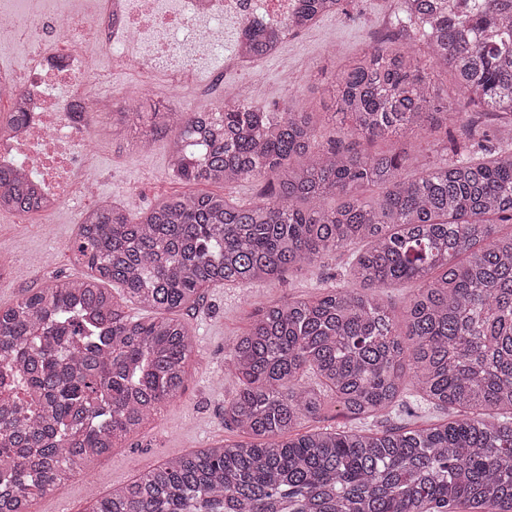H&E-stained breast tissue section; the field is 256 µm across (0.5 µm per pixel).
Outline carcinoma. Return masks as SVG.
<instances>
[{"mask_svg":"<svg viewBox=\"0 0 512 512\" xmlns=\"http://www.w3.org/2000/svg\"><path fill=\"white\" fill-rule=\"evenodd\" d=\"M343 0H303L278 33L251 24L242 52L268 54ZM397 37L368 45L335 80L345 138L320 144L308 112L226 102L204 116L148 113L136 147L169 143L188 184L260 180L265 198L171 195L133 218L104 202L73 247L88 273L0 308V512H27L75 467L107 454L178 397L196 345L173 314L208 288H245L353 250L341 283L265 307L236 337L226 440L166 460L93 498L90 512H512V148L453 140L451 156L404 179L396 154L358 149L416 128L448 136L459 109L512 124V0H403ZM451 72L458 97L429 76ZM376 187L380 193L367 195ZM339 196L335 207L325 205ZM42 210L27 180L0 170V211ZM412 281L402 311L376 290ZM120 288L113 295L104 284ZM135 303L158 316L125 315ZM311 374L318 386L301 380ZM453 411L426 428L314 430L333 398L384 415L407 386Z\"/></svg>","mask_w":512,"mask_h":512,"instance_id":"obj_1","label":"carcinoma"}]
</instances>
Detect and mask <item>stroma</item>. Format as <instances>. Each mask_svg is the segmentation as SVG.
<instances>
[{"instance_id": "stroma-1", "label": "stroma", "mask_w": 512, "mask_h": 512, "mask_svg": "<svg viewBox=\"0 0 512 512\" xmlns=\"http://www.w3.org/2000/svg\"><path fill=\"white\" fill-rule=\"evenodd\" d=\"M400 0H349L344 11L322 17L312 30L284 41L278 55L264 59L253 73H230L227 86L257 85L251 103L273 112L291 106L311 113L319 142L340 138V127L331 121V83L365 49L372 34L392 35L390 17ZM129 130L98 128L91 174L97 196L128 204L137 212L157 199L190 186L169 169L168 141L159 137L147 147L132 148ZM376 149L402 154L404 176L411 177L428 164L443 159L433 138L414 130L399 138L379 141ZM87 206L81 200L52 214L18 218L0 212V259L6 270L0 275V307L45 287L54 277H82L86 269L72 258V244ZM347 260L346 252L326 257L311 271L293 273L246 289L211 288L199 308L181 312L196 339V356L188 369L183 393L161 406L140 430L119 442L96 462L94 471L76 470L60 492L31 500L29 512H85L90 492L106 494L129 483L161 461L213 441H245L246 436L224 421V400L231 396L237 379L226 352L229 342L250 324L258 308L292 297L311 298L324 285L334 283ZM445 410L407 394L389 415L367 421L348 416L334 402H327L314 419L301 421L299 432L317 427L352 430H385L428 426L447 419Z\"/></svg>"}]
</instances>
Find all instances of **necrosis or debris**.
<instances>
[{
	"mask_svg": "<svg viewBox=\"0 0 512 512\" xmlns=\"http://www.w3.org/2000/svg\"><path fill=\"white\" fill-rule=\"evenodd\" d=\"M302 0H98L75 19L68 0H0V46L16 36L41 43L26 79L0 68V101L22 97L23 124L0 129V169L22 167L45 202L70 201L79 186L93 196L90 148L99 118L111 116V91L94 87L99 51L162 84L169 96L201 75L252 70L255 58L228 50V29L260 21L282 28Z\"/></svg>",
	"mask_w": 512,
	"mask_h": 512,
	"instance_id": "4bbe7bcc",
	"label": "necrosis or debris"
}]
</instances>
